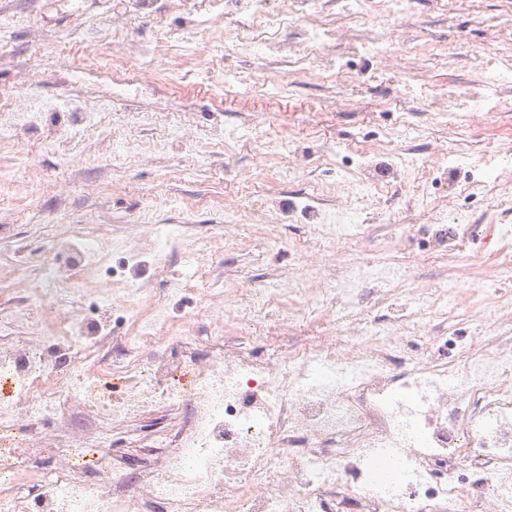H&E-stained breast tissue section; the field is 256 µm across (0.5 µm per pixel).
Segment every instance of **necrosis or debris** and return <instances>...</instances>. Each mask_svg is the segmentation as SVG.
I'll return each instance as SVG.
<instances>
[{
	"label": "necrosis or debris",
	"instance_id": "1",
	"mask_svg": "<svg viewBox=\"0 0 512 512\" xmlns=\"http://www.w3.org/2000/svg\"><path fill=\"white\" fill-rule=\"evenodd\" d=\"M101 249L88 235L71 268L54 269L50 249L22 263L34 292L0 318V378L11 384L0 399V512H29L22 489L34 477L17 463L22 448L64 452L34 478L43 512H512V315L457 344L452 359L413 365L401 347L426 304L415 296L394 308L384 345L363 354L372 330L361 286L373 283L386 302L402 274L357 266L311 298L338 309L323 335L258 357L251 338L222 335L224 309L209 305L203 315L217 335L200 356L190 336L164 335L180 320L169 303L146 313L145 289L116 299L102 288L104 310L121 308L134 327L112 353L111 337L81 321L82 287ZM48 308L59 315L48 332L18 335ZM174 344L184 359L172 358ZM185 368L188 388L171 380ZM117 379L127 393L107 399ZM152 413L178 416L180 426L153 431L150 468L115 465L89 478L88 448H109L119 433L136 440ZM47 420L57 434L38 436ZM469 462L479 479L460 509L455 474Z\"/></svg>",
	"mask_w": 512,
	"mask_h": 512
}]
</instances>
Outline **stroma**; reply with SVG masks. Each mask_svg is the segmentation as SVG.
<instances>
[{
  "label": "stroma",
  "instance_id": "1",
  "mask_svg": "<svg viewBox=\"0 0 512 512\" xmlns=\"http://www.w3.org/2000/svg\"><path fill=\"white\" fill-rule=\"evenodd\" d=\"M245 0H0V110L40 104L37 120L0 137V308L18 305L16 243L30 255L46 239L69 265L80 237L130 238L149 248L151 225L183 235L164 269L146 270L148 303L184 275V250L205 270L177 299L196 314L223 296L228 336L283 334L300 341L314 324H278L273 309L249 313L245 288L270 282L325 288L331 274L371 260L401 267L399 286L432 296L452 277H482L494 228L512 224V163L496 181L449 156L512 150V0H404L400 20L347 21L328 59L293 65L243 50L225 14ZM385 32L388 51L364 41ZM485 91L492 109L473 111ZM99 113L97 126L84 115ZM138 140V151L116 144ZM367 163H360V153ZM302 178L288 180L293 163ZM318 195L362 211L357 240L317 248ZM457 229L463 249L438 246ZM121 251L106 253L82 296L84 320L114 339L131 335L122 314L101 313L100 288L136 283ZM479 303L427 309L424 337L404 354L425 357L426 337L465 338L512 304V280Z\"/></svg>",
  "mask_w": 512,
  "mask_h": 512
}]
</instances>
